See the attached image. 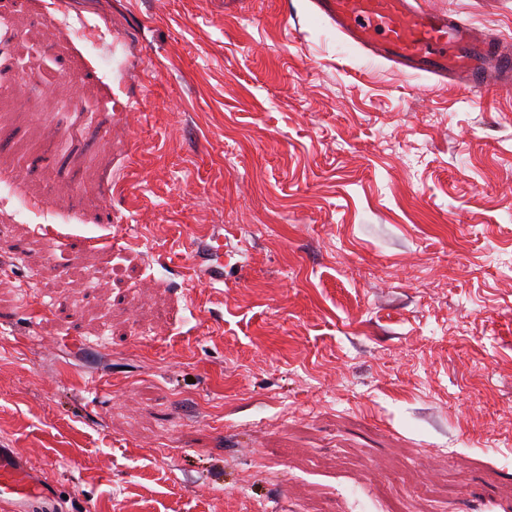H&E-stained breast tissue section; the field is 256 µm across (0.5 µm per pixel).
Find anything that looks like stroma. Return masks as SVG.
<instances>
[{"label": "stroma", "instance_id": "stroma-1", "mask_svg": "<svg viewBox=\"0 0 512 512\" xmlns=\"http://www.w3.org/2000/svg\"><path fill=\"white\" fill-rule=\"evenodd\" d=\"M0 448L32 512H512V88L311 0H0ZM50 496L49 489L24 462L18 448H0V503L12 512H29L30 508Z\"/></svg>", "mask_w": 512, "mask_h": 512}]
</instances>
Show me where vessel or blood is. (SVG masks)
<instances>
[{
    "mask_svg": "<svg viewBox=\"0 0 512 512\" xmlns=\"http://www.w3.org/2000/svg\"><path fill=\"white\" fill-rule=\"evenodd\" d=\"M316 9L350 45L395 65L447 78L485 93L512 81V48L483 38L471 24L420 0H316ZM49 489L24 462L20 449L0 448V503L29 512Z\"/></svg>",
    "mask_w": 512,
    "mask_h": 512,
    "instance_id": "b4317fda",
    "label": "vessel or blood"
}]
</instances>
